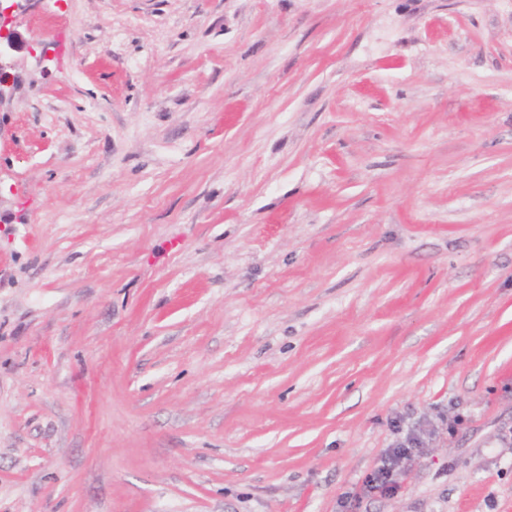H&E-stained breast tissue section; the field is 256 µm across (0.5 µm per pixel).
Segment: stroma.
I'll use <instances>...</instances> for the list:
<instances>
[{
  "label": "stroma",
  "mask_w": 512,
  "mask_h": 512,
  "mask_svg": "<svg viewBox=\"0 0 512 512\" xmlns=\"http://www.w3.org/2000/svg\"><path fill=\"white\" fill-rule=\"evenodd\" d=\"M13 25L0 512H512V0ZM393 431L394 434L400 436V439L396 441L394 448L390 449L377 469L366 477L364 481L366 494H394L399 487L400 463L410 459L416 448H421L423 445V440L415 431L403 433L400 421L394 422Z\"/></svg>",
  "instance_id": "obj_1"
}]
</instances>
